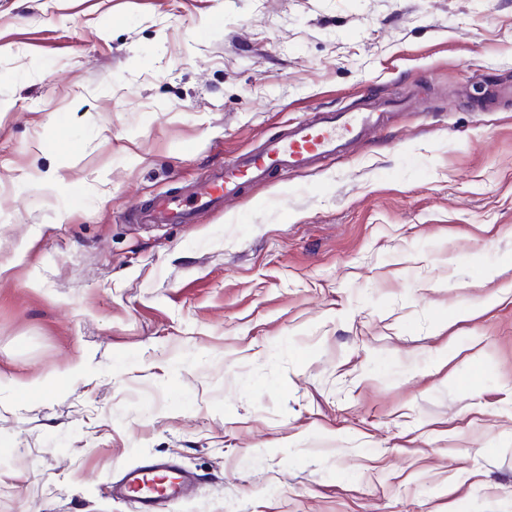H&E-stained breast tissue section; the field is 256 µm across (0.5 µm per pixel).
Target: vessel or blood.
Instances as JSON below:
<instances>
[{
    "instance_id": "b4317fda",
    "label": "vessel or blood",
    "mask_w": 512,
    "mask_h": 512,
    "mask_svg": "<svg viewBox=\"0 0 512 512\" xmlns=\"http://www.w3.org/2000/svg\"><path fill=\"white\" fill-rule=\"evenodd\" d=\"M391 103L360 112H322L299 123L282 136L268 139L259 149L237 156L209 173L196 186L192 201L174 197L153 200L142 214L150 224H187L194 213L223 208L248 186L265 184L278 171H299L315 161L333 158L384 123Z\"/></svg>"
}]
</instances>
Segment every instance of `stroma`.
<instances>
[{"label":"stroma","mask_w":512,"mask_h":512,"mask_svg":"<svg viewBox=\"0 0 512 512\" xmlns=\"http://www.w3.org/2000/svg\"><path fill=\"white\" fill-rule=\"evenodd\" d=\"M509 85L512 0H0V512H137L146 459L198 477L163 512H512ZM390 102L379 109L360 112H321L309 122L298 123L282 136L268 139L259 149L237 156L223 168L209 173L196 186L191 205L183 199H155L141 219L149 224H189L194 213L223 208L247 186L265 184L277 171H299L315 161L335 158L384 123ZM165 469L166 467L156 463H145L133 470H131L126 476V482L124 486L125 493L128 497L136 500L140 504V512H155L154 502L156 497L150 495L136 494L133 495V488L145 483L150 476L157 470Z\"/></svg>","instance_id":"35a3bbf8"}]
</instances>
